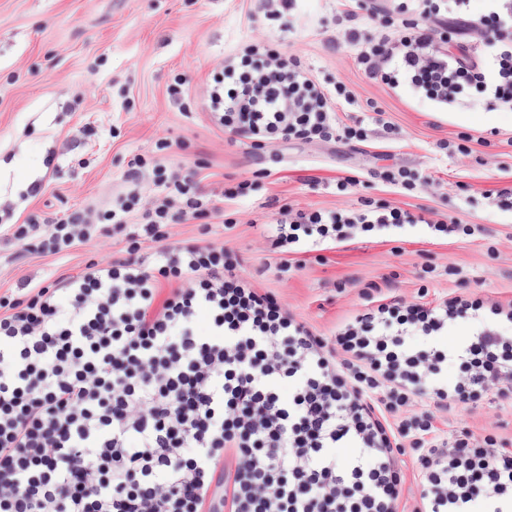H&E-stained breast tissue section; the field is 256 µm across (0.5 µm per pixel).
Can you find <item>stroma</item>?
Instances as JSON below:
<instances>
[{"label": "stroma", "mask_w": 512, "mask_h": 512, "mask_svg": "<svg viewBox=\"0 0 512 512\" xmlns=\"http://www.w3.org/2000/svg\"><path fill=\"white\" fill-rule=\"evenodd\" d=\"M358 23L383 20L357 0H297L289 17L273 19L276 0H0V225L41 224L56 212L102 210L124 188L136 155L196 169L208 193L221 197L237 220L235 242L245 273L275 292L289 310L328 335L359 309L365 284L389 276L396 295L417 298L421 268L450 265L458 276L436 279L432 296L469 288L492 298L512 297V212L501 211L486 189L512 186V115L487 102L462 106L457 119H438L435 106L405 89L366 79L339 30L343 8ZM246 38H267L301 57L320 76L347 84L359 104L377 103L398 127V139L370 132L365 141L279 143L262 151L228 144L204 107L207 80ZM187 75L191 111L170 103L166 86ZM496 130L492 147L467 155L440 150L463 132ZM167 151H157L158 141ZM399 166L426 177L400 193L376 173ZM357 186L337 191V178ZM257 179L250 197L229 199L225 189ZM410 211L425 208L482 235L467 243L435 241L424 225L397 240L359 239L325 251L280 278L266 271L267 242L259 227L286 203L299 208L345 209L360 197ZM118 229L61 259L0 238V293L24 281L78 272L88 257L110 259ZM346 284L337 293V284ZM468 425L512 438V405H482L442 415L439 428Z\"/></svg>", "instance_id": "stroma-1"}]
</instances>
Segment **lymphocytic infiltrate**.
Masks as SVG:
<instances>
[{
  "label": "lymphocytic infiltrate",
  "instance_id": "f902f5d3",
  "mask_svg": "<svg viewBox=\"0 0 512 512\" xmlns=\"http://www.w3.org/2000/svg\"><path fill=\"white\" fill-rule=\"evenodd\" d=\"M472 2L395 0L381 29L354 23L345 38L372 82L442 108L512 110V0ZM355 104L345 83L250 39L212 73L206 109L229 143L259 150L366 140L383 110L338 122ZM124 181L104 210L4 230L52 257L108 224L126 234L110 260L0 295V512H206L219 495L224 512H512V445L436 420L512 404V298L429 299L438 272L426 265L419 301L369 284L362 309L322 336L242 273L233 218L223 242L207 241L220 216L195 170L138 155ZM195 221L202 239L173 245L172 224ZM417 223L457 242L477 231L363 198L280 208L265 233L284 277L304 255ZM461 322L471 334L442 345Z\"/></svg>",
  "mask_w": 512,
  "mask_h": 512
}]
</instances>
